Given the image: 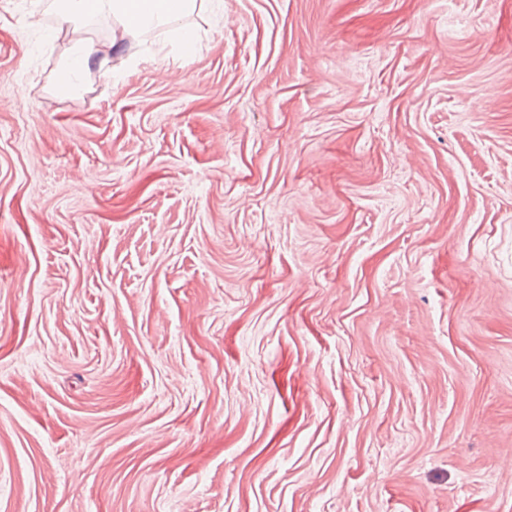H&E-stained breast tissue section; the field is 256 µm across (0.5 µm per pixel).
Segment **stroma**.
Listing matches in <instances>:
<instances>
[{"label": "stroma", "mask_w": 512, "mask_h": 512, "mask_svg": "<svg viewBox=\"0 0 512 512\" xmlns=\"http://www.w3.org/2000/svg\"><path fill=\"white\" fill-rule=\"evenodd\" d=\"M0 0V512H512V0ZM40 24H31L30 13ZM59 24L74 34L72 45L56 77V89L64 95L80 92L94 58L92 45L80 36L82 22L93 17H112L120 24L113 39L140 42L149 31L177 23L198 9V0H59Z\"/></svg>", "instance_id": "obj_1"}]
</instances>
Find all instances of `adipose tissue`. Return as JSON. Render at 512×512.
Instances as JSON below:
<instances>
[{
    "label": "adipose tissue",
    "instance_id": "obj_1",
    "mask_svg": "<svg viewBox=\"0 0 512 512\" xmlns=\"http://www.w3.org/2000/svg\"><path fill=\"white\" fill-rule=\"evenodd\" d=\"M198 6L199 0H58L59 23L72 33L73 41L56 77L57 91L71 95L84 86L94 50L80 35L83 21L98 16L115 19L122 42L141 41L149 31L172 24L177 49L187 53L195 49L198 38L194 32L178 28L177 23Z\"/></svg>",
    "mask_w": 512,
    "mask_h": 512
}]
</instances>
